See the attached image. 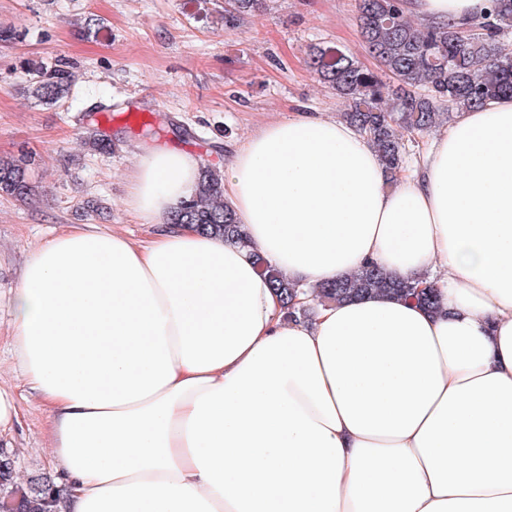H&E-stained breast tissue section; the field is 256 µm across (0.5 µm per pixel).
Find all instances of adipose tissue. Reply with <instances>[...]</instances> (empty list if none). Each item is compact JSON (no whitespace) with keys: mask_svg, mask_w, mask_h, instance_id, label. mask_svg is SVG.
Listing matches in <instances>:
<instances>
[{"mask_svg":"<svg viewBox=\"0 0 512 512\" xmlns=\"http://www.w3.org/2000/svg\"><path fill=\"white\" fill-rule=\"evenodd\" d=\"M490 0H403L466 29ZM198 179L144 152L154 235L72 226L28 257L11 352L62 512H512V99L463 110L396 189L366 134L298 112L224 163L245 244L169 221ZM299 289L287 315L254 264ZM374 264L432 287L317 305Z\"/></svg>","mask_w":512,"mask_h":512,"instance_id":"obj_1","label":"adipose tissue"}]
</instances>
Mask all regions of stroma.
<instances>
[{
    "instance_id": "1",
    "label": "stroma",
    "mask_w": 512,
    "mask_h": 512,
    "mask_svg": "<svg viewBox=\"0 0 512 512\" xmlns=\"http://www.w3.org/2000/svg\"><path fill=\"white\" fill-rule=\"evenodd\" d=\"M356 0H264L239 25L224 23V0H0V157L32 155L35 196L0 197V385L22 392L9 352L7 303L30 253L65 227L92 224L135 240L153 228L128 212L130 174L144 149L167 146L223 171L224 159L265 124L297 107L337 118L344 103L308 65L317 47L367 67ZM65 63L72 95L54 105L29 97L26 63ZM112 106L96 112L98 103ZM150 135H143V125ZM112 151L90 150L95 127ZM21 421L0 432L26 478L54 473L46 415L20 405Z\"/></svg>"
}]
</instances>
